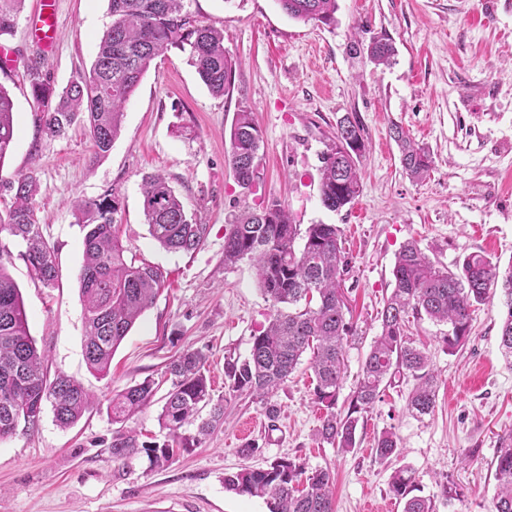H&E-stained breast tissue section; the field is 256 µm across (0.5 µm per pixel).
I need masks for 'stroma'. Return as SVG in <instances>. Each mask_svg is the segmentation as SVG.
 Wrapping results in <instances>:
<instances>
[{"label":"stroma","mask_w":512,"mask_h":512,"mask_svg":"<svg viewBox=\"0 0 512 512\" xmlns=\"http://www.w3.org/2000/svg\"><path fill=\"white\" fill-rule=\"evenodd\" d=\"M56 3L53 51L43 50L31 31L40 0H25L13 35L0 38V85L13 97L16 121L0 179L36 175L37 217L56 249L58 287L32 278L20 241L6 236L0 243L12 254L9 271L48 377L81 382L96 402L71 427L58 426L48 407L36 430L0 441V512H267L263 500L225 489L224 477L278 458L310 472L333 468L335 512H402L388 491L402 466L412 469L436 512H492L496 451L502 439H512V365L499 349L504 310L497 302L475 306L470 336L453 354L442 341L447 325L412 321L413 338L430 356L435 410L413 415L407 408L413 382L401 380L365 413L359 446L350 453L317 439L321 413L304 364L267 402L232 399L222 426L161 468L143 458L120 465L111 451L113 437L129 430L142 442L166 440L161 397L124 423L113 421L107 406L113 393L147 378L161 396L167 393V366L189 347L206 352L212 395L223 397L225 356H247L273 311L249 261L224 264V228L243 207L277 200L295 223L340 228L349 260L342 289L354 328L343 401L381 330L379 312L405 242L418 241L448 267L473 252L487 254L501 270L512 267V0H338L331 28L289 18L276 0H187L201 24L224 31V47L237 63L229 95L213 96L187 53L171 49L142 78L122 132L103 156L82 127L56 138L45 134L27 68L41 59L57 90L88 71L112 21L108 0ZM382 35L395 47L390 65L374 66L353 51V44ZM242 110L253 112L262 137L258 180L249 191L227 160L230 127ZM352 113L366 143L361 192L331 212L320 201V157L340 118ZM395 124L429 149L433 163L424 180L405 174L390 136ZM155 172L209 227L195 253L166 251L148 233L140 187ZM108 190L119 199L122 244L163 267L167 281L115 351L109 375L99 378L83 356L77 274L84 233L72 202ZM269 404L278 408L277 420L268 419ZM386 428L401 450L389 462L372 449ZM248 442L261 449L251 459L238 453Z\"/></svg>","instance_id":"stroma-1"}]
</instances>
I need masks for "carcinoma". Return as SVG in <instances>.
Returning a JSON list of instances; mask_svg holds the SVG:
<instances>
[{
  "label": "carcinoma",
  "mask_w": 512,
  "mask_h": 512,
  "mask_svg": "<svg viewBox=\"0 0 512 512\" xmlns=\"http://www.w3.org/2000/svg\"><path fill=\"white\" fill-rule=\"evenodd\" d=\"M25 0H0V37L13 33ZM112 23L100 39L89 72L54 93L45 82L40 63L29 69L33 97L43 112L44 131L51 137L84 124L97 153L108 152L122 131L124 108L151 63L171 48L188 53L189 61L215 96L229 92L236 62L224 48V30L201 25L187 11L185 0H108ZM288 17L325 27L336 25L337 0H277ZM374 65H388L394 56L390 39H372L366 47ZM401 162L413 180L431 168L430 151L412 141L399 126L392 128ZM15 138L14 103L0 86V162ZM261 133L252 113L239 112L230 128L228 163L243 189L257 177ZM365 151L363 126L355 115L337 123L336 136L321 155L320 200L336 212L352 204L361 188L360 159ZM0 187L13 193L10 208L0 212V235L21 239L34 279L53 288L57 279L55 246L36 220L39 183L20 174ZM142 209L151 237L165 250L194 252L205 242L209 225L195 222L181 198L160 173L143 177ZM77 223L84 231L83 261L78 282L83 301V353L88 368L106 375L112 355L139 317L154 303L166 282L159 265L135 264L125 256L118 237L119 203L115 193L75 204ZM302 246H296L297 241ZM12 255L0 244V441L19 425L37 428L45 403L57 423L74 424L94 403L85 387L66 376L47 379L43 357L30 335L20 289L8 271ZM248 259L256 267L259 285L274 313L252 338L249 355L224 359L226 397L213 398L205 374L207 356L200 349L182 351L168 366L171 389L164 397L159 420L169 439L138 443L133 435L112 440V458L125 465L145 457L152 468L167 465L181 451L200 445L224 423L228 399L246 395L265 400L288 381L311 352L315 377L314 403L323 410L317 438L350 452L357 447L360 419L380 401L397 379L411 378L414 387L408 409L420 416L433 413L434 375L426 352L408 335L410 318L426 316L448 324L444 342L454 353L467 341L471 308L497 296L506 310L500 328V348L512 365V269L486 255L471 253L455 270L432 261L415 241L402 246L392 269L394 288L381 311V331L368 352L361 377L347 408L336 409L343 375L345 344L353 328L345 317L342 276L348 265L335 224L293 223L284 204L273 201L259 209L245 208L224 231V265ZM157 383L146 378L109 401L112 420L124 422L153 401ZM207 417H200L203 409ZM186 426L194 432L181 433ZM381 461L398 453L393 432L384 430L374 441ZM496 490L492 512H512V444L498 448ZM335 475L328 468L306 474L303 464L289 458L266 467H244L224 477V486L241 495L262 498L269 512H334ZM414 476L396 469L389 492L403 502V512H435L429 497L412 494Z\"/></svg>",
  "instance_id": "1"
}]
</instances>
